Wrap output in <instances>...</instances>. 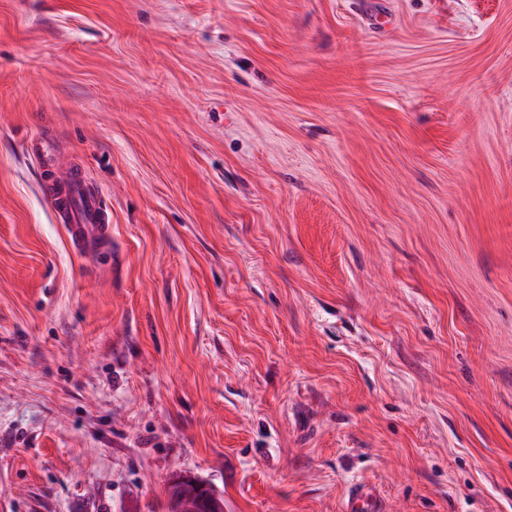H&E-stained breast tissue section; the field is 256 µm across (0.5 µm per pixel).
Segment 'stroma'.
<instances>
[{
	"label": "stroma",
	"mask_w": 512,
	"mask_h": 512,
	"mask_svg": "<svg viewBox=\"0 0 512 512\" xmlns=\"http://www.w3.org/2000/svg\"><path fill=\"white\" fill-rule=\"evenodd\" d=\"M176 471L512 512V0H0V512ZM49 206L55 221L65 224L72 247L83 255L101 260L110 247L109 224H102L105 211L101 191L91 188L74 166L47 169Z\"/></svg>",
	"instance_id": "35a3bbf8"
}]
</instances>
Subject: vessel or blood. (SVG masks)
<instances>
[{
	"label": "vessel or blood",
	"instance_id": "b4317fda",
	"mask_svg": "<svg viewBox=\"0 0 512 512\" xmlns=\"http://www.w3.org/2000/svg\"><path fill=\"white\" fill-rule=\"evenodd\" d=\"M49 206L57 223L66 226L72 247L83 255L101 260L110 247V227L103 224L104 198L90 187L76 167L48 169Z\"/></svg>",
	"mask_w": 512,
	"mask_h": 512
}]
</instances>
